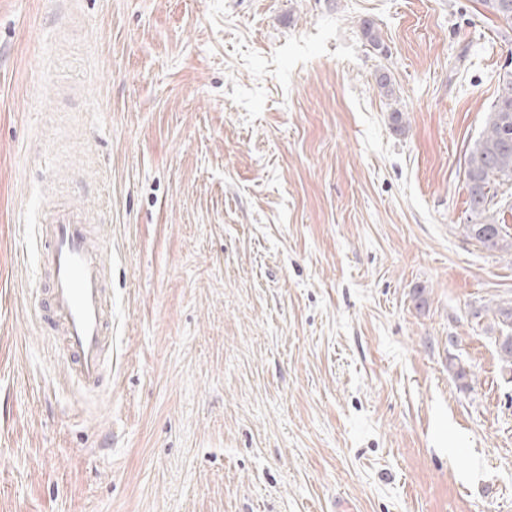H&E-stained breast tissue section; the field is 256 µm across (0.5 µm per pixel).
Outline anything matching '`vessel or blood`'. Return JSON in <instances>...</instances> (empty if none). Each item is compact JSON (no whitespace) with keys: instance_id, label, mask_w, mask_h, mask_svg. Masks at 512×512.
<instances>
[{"instance_id":"b4317fda","label":"vessel or blood","mask_w":512,"mask_h":512,"mask_svg":"<svg viewBox=\"0 0 512 512\" xmlns=\"http://www.w3.org/2000/svg\"><path fill=\"white\" fill-rule=\"evenodd\" d=\"M47 235L50 287L43 307L72 356L75 378L94 386L112 343L100 243L71 207L57 210Z\"/></svg>"}]
</instances>
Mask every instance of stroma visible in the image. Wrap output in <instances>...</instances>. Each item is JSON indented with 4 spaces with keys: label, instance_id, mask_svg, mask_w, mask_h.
Segmentation results:
<instances>
[{
    "label": "stroma",
    "instance_id": "stroma-1",
    "mask_svg": "<svg viewBox=\"0 0 512 512\" xmlns=\"http://www.w3.org/2000/svg\"><path fill=\"white\" fill-rule=\"evenodd\" d=\"M507 68L480 0H0V512H512V252L462 230ZM58 205L95 389L39 319ZM45 255L50 287L43 299L48 320L57 321L75 378L96 386L112 344L101 247L78 212L58 209L47 226ZM496 312L501 335L496 338L497 353L503 367L512 373V302H503Z\"/></svg>",
    "mask_w": 512,
    "mask_h": 512
}]
</instances>
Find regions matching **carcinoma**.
<instances>
[{
	"instance_id": "cac0c4a2",
	"label": "carcinoma",
	"mask_w": 512,
	"mask_h": 512,
	"mask_svg": "<svg viewBox=\"0 0 512 512\" xmlns=\"http://www.w3.org/2000/svg\"><path fill=\"white\" fill-rule=\"evenodd\" d=\"M485 9L512 28V0H481ZM465 175L469 193V218L465 235L488 250H508L505 224L499 221L500 190L512 187V70L499 75L498 91L485 126L465 154ZM500 336L497 353L503 367L512 372V302L497 306Z\"/></svg>"
}]
</instances>
